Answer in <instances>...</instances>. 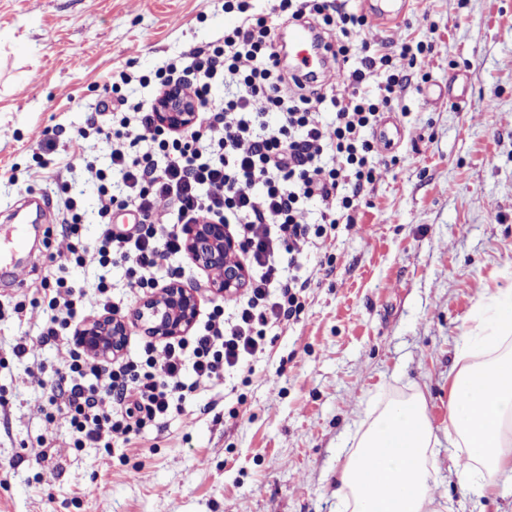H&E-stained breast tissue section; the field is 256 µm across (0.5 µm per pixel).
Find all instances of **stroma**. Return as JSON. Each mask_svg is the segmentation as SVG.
<instances>
[{"label":"stroma","instance_id":"35a3bbf8","mask_svg":"<svg viewBox=\"0 0 512 512\" xmlns=\"http://www.w3.org/2000/svg\"><path fill=\"white\" fill-rule=\"evenodd\" d=\"M235 22L222 0H0V211L50 200L42 250L0 293V512H336L355 421L416 393L441 443L432 497L512 512V476L482 495L445 444L448 373L479 296L512 290V0H407L397 24L363 27L374 47L429 46L388 113L402 138L376 142L384 164L355 226L309 253L299 321L269 328L250 370L188 396L122 459L73 448L64 414L46 433V391L13 348L37 336L35 290L67 253L62 185L82 195L83 243L98 240L97 189L69 141L113 69L152 70Z\"/></svg>","mask_w":512,"mask_h":512}]
</instances>
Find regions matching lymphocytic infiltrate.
I'll use <instances>...</instances> for the list:
<instances>
[{
    "mask_svg": "<svg viewBox=\"0 0 512 512\" xmlns=\"http://www.w3.org/2000/svg\"><path fill=\"white\" fill-rule=\"evenodd\" d=\"M224 11L238 22L222 38L146 73L118 71L106 84L111 123L88 120L70 141L73 157L97 185L99 245L83 246L82 199L68 195L64 260L103 271L122 266L129 292L152 294L172 276L168 260L185 252L190 226L210 220L229 226L240 243L247 288L214 304L188 334L148 340L137 355L106 361L79 344L75 320L89 296L103 311L120 313L111 281L104 274L88 286L63 276L43 280L39 303L46 317L37 338L17 343L14 354L32 359L29 377L50 376L46 424L54 426V409L62 407L74 448L130 446L180 411L187 395L262 352L268 324L298 320L310 286L297 274L301 260L339 222L355 224L379 164L368 133L409 84V46H356L367 18L347 10L344 0H270L260 11L252 0H224ZM284 19L310 20L335 33L337 86L285 75L278 43ZM380 72L385 81L369 93V80ZM134 82L159 92L181 89L196 102L197 121L181 131L162 128L154 101L132 103L123 94ZM218 85L224 96L215 99ZM326 112L332 122L323 120ZM93 134L112 145L106 165L86 158ZM315 200H335L339 208L320 212L311 225L306 212ZM118 210L132 212L133 224L113 223ZM48 344L61 353L51 375L34 360Z\"/></svg>",
    "mask_w": 512,
    "mask_h": 512,
    "instance_id": "f902f5d3",
    "label": "lymphocytic infiltrate"
}]
</instances>
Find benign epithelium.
<instances>
[{"label":"benign epithelium","instance_id":"obj_1","mask_svg":"<svg viewBox=\"0 0 512 512\" xmlns=\"http://www.w3.org/2000/svg\"><path fill=\"white\" fill-rule=\"evenodd\" d=\"M160 124L169 129H183L197 117L196 103L183 94H171L157 104ZM191 259L198 266L213 273V290L222 296L240 286L245 273L235 266L237 251L241 249L224 225L207 220L192 226L186 242ZM149 336L167 338L183 336L195 325L198 301L194 291L174 282L158 294L144 299L134 312ZM127 323L121 318H103L79 330L80 343L88 351L108 358L121 352Z\"/></svg>","mask_w":512,"mask_h":512}]
</instances>
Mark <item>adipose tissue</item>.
I'll return each mask as SVG.
<instances>
[{"instance_id": "ef3b65f1", "label": "adipose tissue", "mask_w": 512, "mask_h": 512, "mask_svg": "<svg viewBox=\"0 0 512 512\" xmlns=\"http://www.w3.org/2000/svg\"><path fill=\"white\" fill-rule=\"evenodd\" d=\"M484 316L464 336L449 381L448 445L481 492L512 472V293L483 297ZM338 512H432L437 439L422 395L388 403L350 434Z\"/></svg>"}]
</instances>
